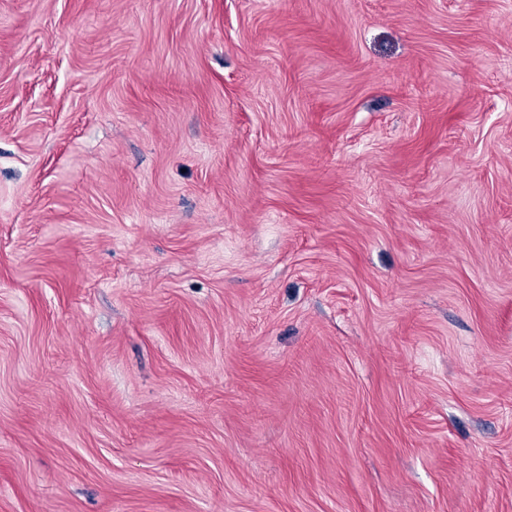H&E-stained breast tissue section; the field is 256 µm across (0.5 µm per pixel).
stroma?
Here are the masks:
<instances>
[{"instance_id":"obj_1","label":"stroma","mask_w":512,"mask_h":512,"mask_svg":"<svg viewBox=\"0 0 512 512\" xmlns=\"http://www.w3.org/2000/svg\"><path fill=\"white\" fill-rule=\"evenodd\" d=\"M0 512H512V0H0Z\"/></svg>"}]
</instances>
